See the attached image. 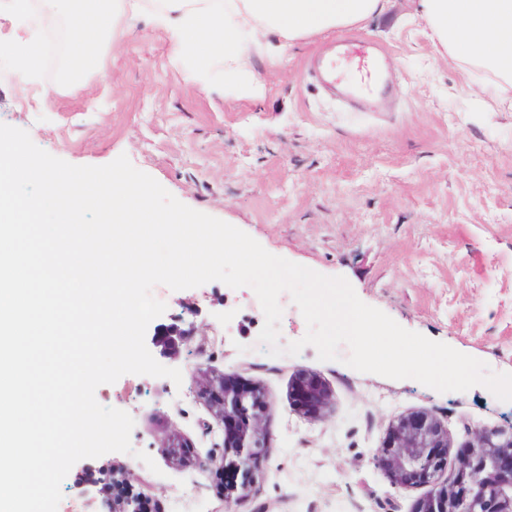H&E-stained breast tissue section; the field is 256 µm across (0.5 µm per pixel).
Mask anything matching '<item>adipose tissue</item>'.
Returning a JSON list of instances; mask_svg holds the SVG:
<instances>
[{
	"mask_svg": "<svg viewBox=\"0 0 512 512\" xmlns=\"http://www.w3.org/2000/svg\"><path fill=\"white\" fill-rule=\"evenodd\" d=\"M14 16H64L75 39L67 87H83L88 70L103 71L102 46L116 22L144 18L163 29L174 54L190 59L188 80H206L212 64L236 74L254 56L275 57L269 32L296 41L344 29L382 11L383 0H0ZM422 16L451 58L491 72L512 90V0H421Z\"/></svg>",
	"mask_w": 512,
	"mask_h": 512,
	"instance_id": "ef3b65f1",
	"label": "adipose tissue"
}]
</instances>
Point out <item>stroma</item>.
I'll return each mask as SVG.
<instances>
[{
    "mask_svg": "<svg viewBox=\"0 0 512 512\" xmlns=\"http://www.w3.org/2000/svg\"><path fill=\"white\" fill-rule=\"evenodd\" d=\"M63 18L0 19V42L42 43ZM365 38L383 53L390 92L348 104L307 76L332 52L337 84L360 77L358 59L335 50ZM105 73L59 87L63 68L15 71L0 53V123L74 165L127 155L183 204L249 234L268 252L345 277L364 303L402 327L512 372V102L494 77L449 57L432 37L420 0H388L382 13L343 30L286 43L274 60L208 84L186 79L161 28L142 19L104 48ZM166 305L146 332L158 362L181 384L127 374L97 388L99 404L135 420L133 454L80 460L61 484L58 512H82L84 467H130L154 512H227L222 469L173 464L157 437L176 431L193 461L220 457L222 435L194 392L198 366L259 384L267 400V461L238 512H413L424 488L401 490L375 462L390 422L425 410L453 444L473 425H512V402L485 387L440 393L416 380L360 373L320 361L314 347L273 358L258 340L264 314L254 291L213 281L179 291L155 286ZM197 333L176 355L158 340L187 307ZM320 376L333 409L310 421L294 408L295 375ZM149 454L151 472L136 459Z\"/></svg>",
    "mask_w": 512,
    "mask_h": 512,
    "instance_id": "obj_1",
    "label": "stroma"
}]
</instances>
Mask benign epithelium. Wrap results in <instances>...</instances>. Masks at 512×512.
<instances>
[{
	"instance_id": "obj_1",
	"label": "benign epithelium",
	"mask_w": 512,
	"mask_h": 512,
	"mask_svg": "<svg viewBox=\"0 0 512 512\" xmlns=\"http://www.w3.org/2000/svg\"><path fill=\"white\" fill-rule=\"evenodd\" d=\"M195 323L184 329L173 325L162 340L167 350L178 347L179 339L195 331ZM195 393L205 399L213 418L224 432L222 465L242 473V482L224 492L227 504L245 500L252 491L257 473L265 460L268 433L265 428V393L257 384L201 371ZM296 409L306 418L323 417L332 396L316 375L299 373L291 385ZM454 453V468L448 472V453ZM377 464L391 483L402 490L428 488L414 512H512V426L487 429L475 425L469 439L452 447L448 429L424 410L397 417L389 425L377 455ZM122 483L128 494L109 500L102 491L91 497L99 512H139L137 477L129 468L114 469L103 483Z\"/></svg>"
}]
</instances>
